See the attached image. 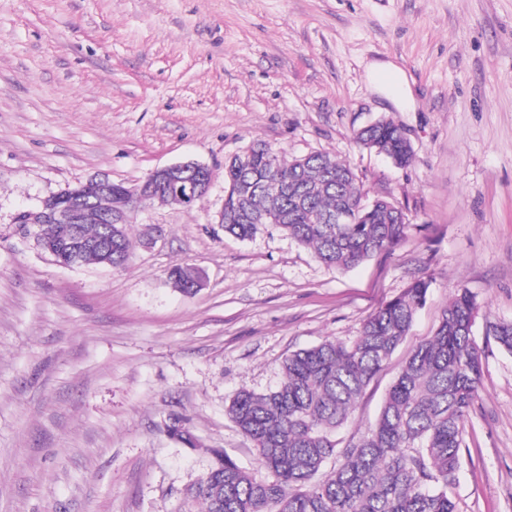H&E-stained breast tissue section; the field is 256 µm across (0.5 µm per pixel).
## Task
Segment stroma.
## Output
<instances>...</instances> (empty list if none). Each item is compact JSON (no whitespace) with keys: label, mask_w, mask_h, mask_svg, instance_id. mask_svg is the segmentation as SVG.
<instances>
[{"label":"stroma","mask_w":512,"mask_h":512,"mask_svg":"<svg viewBox=\"0 0 512 512\" xmlns=\"http://www.w3.org/2000/svg\"><path fill=\"white\" fill-rule=\"evenodd\" d=\"M380 60L405 103L370 83ZM381 118L408 167L356 143ZM256 140L345 160L404 212L402 239L339 271L270 226L226 234L224 161ZM188 160L212 172L205 202L140 211L124 268L61 266L19 230L92 176L133 185ZM176 266L202 273L197 293L171 285ZM418 279L428 301L339 437L374 421L468 289L483 373L453 494L457 512H512V354L488 333L512 322V0H0V512H199L185 492L217 449L266 478L232 397L352 340Z\"/></svg>","instance_id":"stroma-1"}]
</instances>
